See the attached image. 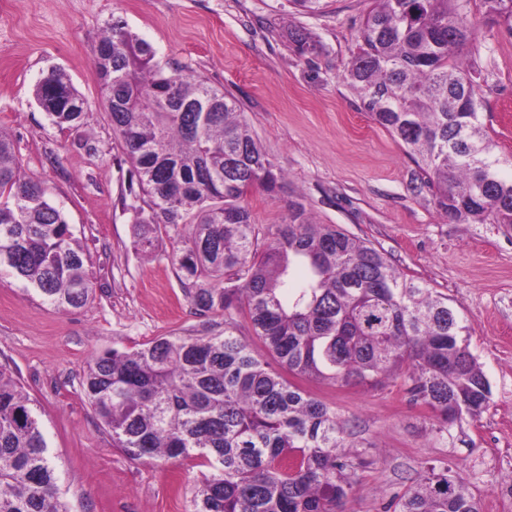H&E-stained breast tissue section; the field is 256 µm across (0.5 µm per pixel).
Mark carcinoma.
<instances>
[{
  "mask_svg": "<svg viewBox=\"0 0 512 512\" xmlns=\"http://www.w3.org/2000/svg\"><path fill=\"white\" fill-rule=\"evenodd\" d=\"M470 0H374L345 79L370 120L406 148L414 181L459 224L512 230V159L494 155L483 103L459 61L475 38ZM512 33V0H482ZM301 54L321 50L291 31ZM97 76L128 180L122 193L134 243L152 253L177 239L171 262L199 314L224 313V331L159 336L108 350L83 370L81 390L114 447L141 462L197 456L210 472L186 512H343L358 485L336 412L285 380L235 331L255 335L288 372L331 385L401 379L435 413L431 431L455 438L477 420L490 385L468 349L448 295L407 277L385 253L301 202L262 231L246 202L275 194L283 174L239 101L187 67H162L152 45L112 19ZM35 97L58 126L78 125L86 99L54 70ZM85 249L46 187L22 172L0 130V277L66 311L93 297ZM0 512H70L33 400L0 366ZM394 512H479L462 477L429 467Z\"/></svg>",
  "mask_w": 512,
  "mask_h": 512,
  "instance_id": "carcinoma-1",
  "label": "carcinoma"
}]
</instances>
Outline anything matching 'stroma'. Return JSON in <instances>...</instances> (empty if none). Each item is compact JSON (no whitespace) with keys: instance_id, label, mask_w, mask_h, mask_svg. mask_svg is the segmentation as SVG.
<instances>
[{"instance_id":"obj_1","label":"stroma","mask_w":512,"mask_h":512,"mask_svg":"<svg viewBox=\"0 0 512 512\" xmlns=\"http://www.w3.org/2000/svg\"><path fill=\"white\" fill-rule=\"evenodd\" d=\"M373 0H321L307 12L291 0H0V129L22 168L42 181L88 252L95 293L60 311L0 279V364L37 402L48 453L71 512H184L208 471L199 458L154 464L112 445L80 388L103 351L133 350L159 336L224 328L221 313L196 314L164 241L153 256L132 245L118 199L127 180L122 150L100 92L96 48L113 17L150 42L164 66H186L241 101L263 146L287 175L282 192L247 198L256 224L281 222L290 201L320 224L370 240L408 276L447 294L469 326V348L491 386L488 408L462 440L429 432V413L401 381L377 387L305 388L346 422V453L359 484L347 512H387L428 466L458 472L480 512H512L501 478L512 472V232L441 218L429 190L413 188L416 166L374 124L344 81L360 23ZM463 53L478 71L482 122L499 155L512 154V34L486 22ZM313 34L322 54L302 56L288 38ZM64 71L87 99L79 127L54 125L37 84Z\"/></svg>"}]
</instances>
